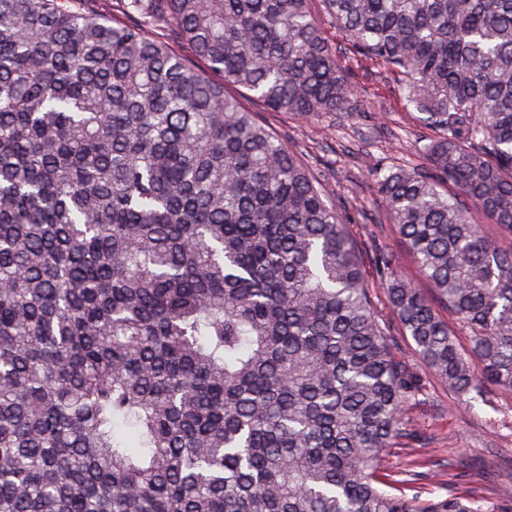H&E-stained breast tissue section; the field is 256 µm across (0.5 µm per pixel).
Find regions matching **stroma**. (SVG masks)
<instances>
[{
    "instance_id": "35a3bbf8",
    "label": "stroma",
    "mask_w": 512,
    "mask_h": 512,
    "mask_svg": "<svg viewBox=\"0 0 512 512\" xmlns=\"http://www.w3.org/2000/svg\"><path fill=\"white\" fill-rule=\"evenodd\" d=\"M354 81L364 110L346 122L330 116L305 122L268 111L246 96L241 102L322 175L337 213L363 251L385 247L398 254L403 273L422 291H429L428 281L386 218L377 171H370L364 159L372 157L378 170L384 171L428 165L421 148L436 132L418 112L404 106L393 77L360 70ZM423 387V396L407 415L422 439L399 441L385 449L380 457L382 472L395 474L418 469L427 460L438 462L439 478L422 480L417 486L431 497L445 494L455 473L464 469L487 512H512V392L491 388L482 398L465 403L428 373Z\"/></svg>"
}]
</instances>
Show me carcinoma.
Segmentation results:
<instances>
[{"label": "carcinoma", "instance_id": "cac0c4a2", "mask_svg": "<svg viewBox=\"0 0 512 512\" xmlns=\"http://www.w3.org/2000/svg\"><path fill=\"white\" fill-rule=\"evenodd\" d=\"M439 136L373 257L425 367L512 391V0H320ZM0 0V512H482L387 487L419 371L325 185L256 113L361 103L313 0ZM174 31L191 55L174 50ZM470 335L458 344L436 305Z\"/></svg>", "mask_w": 512, "mask_h": 512}]
</instances>
